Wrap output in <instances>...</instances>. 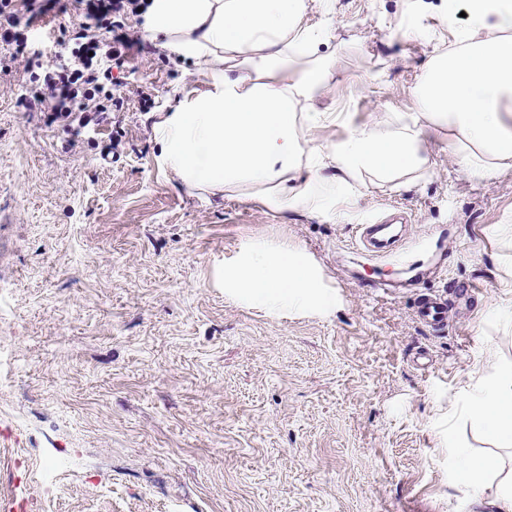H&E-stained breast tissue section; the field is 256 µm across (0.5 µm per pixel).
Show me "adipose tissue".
<instances>
[{"instance_id":"ef3b65f1","label":"adipose tissue","mask_w":512,"mask_h":512,"mask_svg":"<svg viewBox=\"0 0 512 512\" xmlns=\"http://www.w3.org/2000/svg\"><path fill=\"white\" fill-rule=\"evenodd\" d=\"M309 0H148L143 28L173 54L196 60L206 90L159 113L158 163L191 191L249 186L282 210L349 203L371 177L385 187L427 169V124L445 123L460 170L485 179L512 168V0H445L442 22L454 45L437 50L414 89L415 109L393 120L350 127L327 148L309 146L303 128L336 122L317 104L335 63L316 56L304 23ZM466 22L456 25L458 11ZM230 301L276 317L325 316L334 302L318 267L298 248L249 243L220 271ZM467 410L500 448L512 447V365L494 350ZM451 483L472 485V503L512 512V465L472 456L442 432ZM492 496H485L486 486Z\"/></svg>"}]
</instances>
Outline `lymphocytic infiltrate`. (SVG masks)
<instances>
[{"label": "lymphocytic infiltrate", "instance_id": "f902f5d3", "mask_svg": "<svg viewBox=\"0 0 512 512\" xmlns=\"http://www.w3.org/2000/svg\"><path fill=\"white\" fill-rule=\"evenodd\" d=\"M81 23L61 25L56 52L37 48V18L59 11V0H0V49L21 61L28 76L22 107L41 112L47 124L82 136L111 125L112 110L122 107L111 81L131 49L147 50L124 18L137 13L141 0H77Z\"/></svg>", "mask_w": 512, "mask_h": 512}]
</instances>
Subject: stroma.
Masks as SVG:
<instances>
[{"label":"stroma","mask_w":512,"mask_h":512,"mask_svg":"<svg viewBox=\"0 0 512 512\" xmlns=\"http://www.w3.org/2000/svg\"><path fill=\"white\" fill-rule=\"evenodd\" d=\"M411 2L313 0L305 22L335 60L323 111H413L443 0ZM112 76L122 110L75 142L21 111L19 73L0 72V512H472L441 431L512 456L461 401L484 349L512 363V242L496 232L512 170L469 178L439 128L428 170L342 207L192 192L158 166L153 126L205 91L196 66L160 45ZM391 216L395 255L365 250L359 224ZM254 241L303 249L335 311L226 301L221 264ZM431 293L448 301L439 329L416 314Z\"/></svg>","instance_id":"stroma-1"}]
</instances>
